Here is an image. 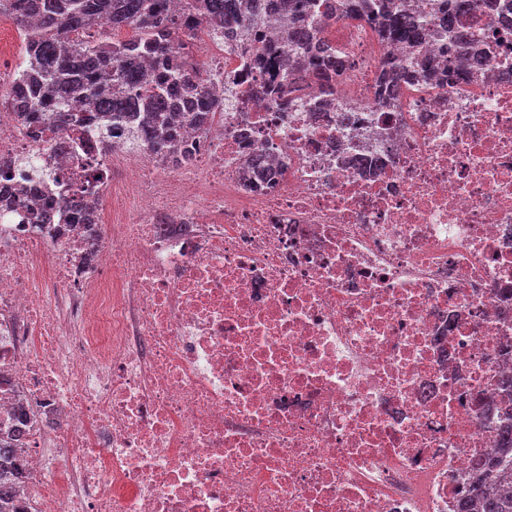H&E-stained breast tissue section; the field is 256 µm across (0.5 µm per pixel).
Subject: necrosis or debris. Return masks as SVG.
<instances>
[{
  "instance_id": "necrosis-or-debris-1",
  "label": "necrosis or debris",
  "mask_w": 512,
  "mask_h": 512,
  "mask_svg": "<svg viewBox=\"0 0 512 512\" xmlns=\"http://www.w3.org/2000/svg\"><path fill=\"white\" fill-rule=\"evenodd\" d=\"M478 72L302 16L340 75L237 85L191 157L0 106V486L16 512H456L512 414V11ZM287 111H280V103ZM104 172L87 216L67 201Z\"/></svg>"
}]
</instances>
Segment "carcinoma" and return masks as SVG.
Masks as SVG:
<instances>
[{
  "label": "carcinoma",
  "instance_id": "obj_1",
  "mask_svg": "<svg viewBox=\"0 0 512 512\" xmlns=\"http://www.w3.org/2000/svg\"><path fill=\"white\" fill-rule=\"evenodd\" d=\"M283 4V21L320 8L321 0H180L171 12L168 0H0V14L10 16L24 36L27 78L23 101L27 123L62 129L78 121L79 110L90 104L101 127L129 121L124 145L149 146L156 152L188 153L179 138L185 125L202 129L209 113L223 105L224 87L197 73L182 71L175 46L197 37L237 29V50L253 55L258 31L269 24L266 5ZM407 0H330L328 16L363 13L391 43L415 46L423 22L410 17ZM485 0H437L434 20L443 30L454 25L457 13L480 9ZM103 19L113 31L131 28L124 41L93 38ZM308 64L288 66V83H306L309 72L324 66L343 70L344 64L328 45ZM496 455L483 474L465 487L460 512H512V424L496 440Z\"/></svg>",
  "mask_w": 512,
  "mask_h": 512
}]
</instances>
